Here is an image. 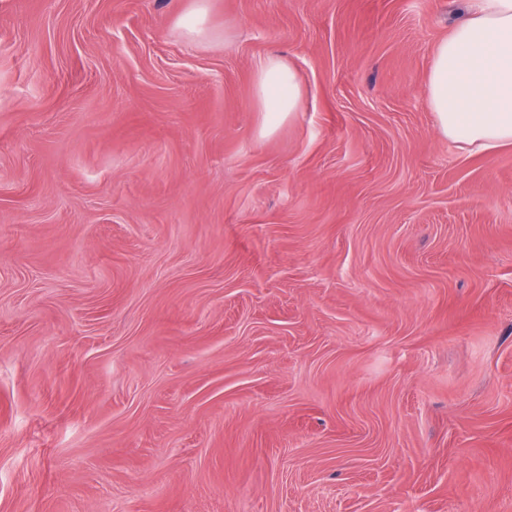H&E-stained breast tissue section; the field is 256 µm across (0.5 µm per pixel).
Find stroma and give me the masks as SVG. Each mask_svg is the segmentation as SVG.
<instances>
[{"label":"stroma","mask_w":512,"mask_h":512,"mask_svg":"<svg viewBox=\"0 0 512 512\" xmlns=\"http://www.w3.org/2000/svg\"><path fill=\"white\" fill-rule=\"evenodd\" d=\"M189 2L0 0V512H512V146L425 101L459 0ZM207 15L208 0H193L178 19L179 29L190 40L203 38L207 33L204 26ZM252 96L255 112L260 115L259 134L267 137L299 111L303 88L284 59L269 55L253 73Z\"/></svg>","instance_id":"stroma-1"}]
</instances>
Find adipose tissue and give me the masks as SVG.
<instances>
[{"label":"adipose tissue","instance_id":"obj_1","mask_svg":"<svg viewBox=\"0 0 512 512\" xmlns=\"http://www.w3.org/2000/svg\"><path fill=\"white\" fill-rule=\"evenodd\" d=\"M466 14L436 47L426 103L440 134L470 152L512 146V0H465ZM259 134L298 112L303 88L293 68L270 55L253 73Z\"/></svg>","mask_w":512,"mask_h":512}]
</instances>
